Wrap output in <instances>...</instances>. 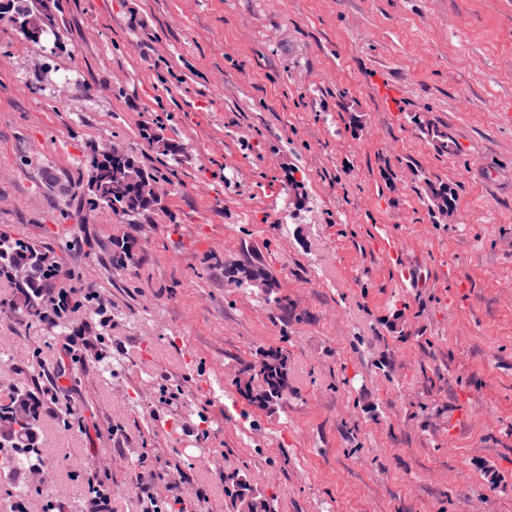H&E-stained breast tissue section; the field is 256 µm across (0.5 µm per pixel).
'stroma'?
<instances>
[{
  "label": "stroma",
  "mask_w": 512,
  "mask_h": 512,
  "mask_svg": "<svg viewBox=\"0 0 512 512\" xmlns=\"http://www.w3.org/2000/svg\"><path fill=\"white\" fill-rule=\"evenodd\" d=\"M62 5L51 40L0 21V230L77 303L0 310V399H41L0 512H83L92 470L112 512H229L235 471L275 512H512V0ZM113 144L173 169L157 209L89 211ZM255 260L281 304L229 284ZM271 348L261 409L234 377ZM249 369L255 371V377L260 381L257 386L259 395H253L250 390L241 388L254 385L253 375L249 373L247 377H239L237 380L242 396L257 407L278 403L283 398V390L288 386V357L283 350L263 351L260 360L250 365Z\"/></svg>",
  "instance_id": "1"
}]
</instances>
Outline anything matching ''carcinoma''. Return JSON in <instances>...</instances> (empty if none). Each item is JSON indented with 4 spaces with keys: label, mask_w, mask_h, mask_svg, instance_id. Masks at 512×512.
I'll return each instance as SVG.
<instances>
[{
    "label": "carcinoma",
    "mask_w": 512,
    "mask_h": 512,
    "mask_svg": "<svg viewBox=\"0 0 512 512\" xmlns=\"http://www.w3.org/2000/svg\"><path fill=\"white\" fill-rule=\"evenodd\" d=\"M91 180L88 184L91 210H105L117 215L136 216L150 209L139 203L131 189L132 176L156 178L141 162L132 155L117 158L101 164L97 157L90 160ZM128 242L116 239L113 242L112 263L124 265L131 261ZM267 288L264 291L267 301L281 304L276 296L277 280L258 261L252 262ZM24 266L26 277L16 279L13 269ZM9 280L14 288L10 307L29 316L41 314V303L47 289L56 277V269L46 254V249L19 238L0 234V277ZM255 377L260 381L259 394L248 389H240L242 396L252 405L267 407L283 398V390L288 386V357L281 349H270L261 354L260 360L251 365ZM18 396L9 403L0 404V434H5L10 442V452L0 457V468L21 469L37 461L36 451L37 422L39 419V399L31 391L17 389ZM28 407L29 420L21 421L14 415V407ZM224 492L229 499L232 512H271L270 504L251 481L238 473L224 477Z\"/></svg>",
    "instance_id": "1"
}]
</instances>
